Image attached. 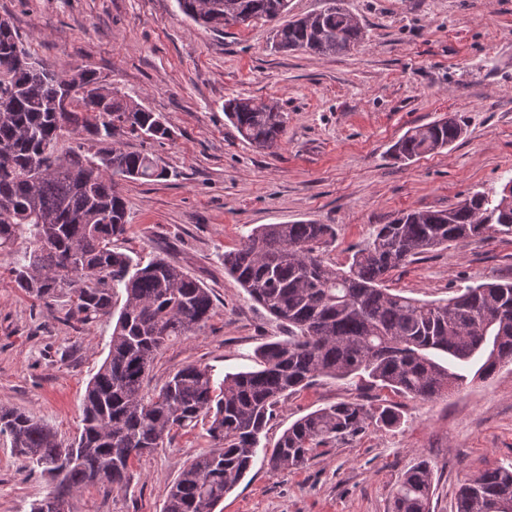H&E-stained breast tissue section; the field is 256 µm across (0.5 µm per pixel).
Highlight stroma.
Wrapping results in <instances>:
<instances>
[{"mask_svg":"<svg viewBox=\"0 0 512 512\" xmlns=\"http://www.w3.org/2000/svg\"><path fill=\"white\" fill-rule=\"evenodd\" d=\"M344 5L365 36L346 53L321 56L273 50V25L262 19L202 27L177 0H0V18L35 56L64 75L95 70L173 132L160 143L116 133V143L152 153L168 176L120 183L127 231L112 246L174 260L210 288L214 313L201 332L164 346L147 389L188 365L223 379L252 366L259 345L287 336L224 270V252L253 227L335 225L325 257L340 265L400 212L443 210L512 178V0ZM236 97L279 103L288 120L278 147L241 138L224 116L225 101ZM448 117L463 128L449 147L409 162L390 156L408 130ZM18 260L0 253V404L67 440L81 428L85 389L107 355L112 322L86 326L69 317L66 301H34L12 280ZM494 281L512 282L510 234L417 256L393 269L386 285L431 301ZM354 397L396 406L399 424L369 425L297 470L274 474L255 459L217 512H391L399 481L422 460L433 469L432 512H454L465 480L512 464V364L434 401L321 378L279 405L267 443L296 419ZM213 447L204 426L177 431L135 459L126 487L75 494L65 510L162 512L183 466ZM48 491L0 437V512H29Z\"/></svg>","mask_w":512,"mask_h":512,"instance_id":"1","label":"stroma"}]
</instances>
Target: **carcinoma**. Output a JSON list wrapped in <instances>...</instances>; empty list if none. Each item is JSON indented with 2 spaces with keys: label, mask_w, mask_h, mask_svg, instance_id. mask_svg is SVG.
Here are the masks:
<instances>
[{
  "label": "carcinoma",
  "mask_w": 512,
  "mask_h": 512,
  "mask_svg": "<svg viewBox=\"0 0 512 512\" xmlns=\"http://www.w3.org/2000/svg\"><path fill=\"white\" fill-rule=\"evenodd\" d=\"M194 22L214 30L227 15L284 18L273 32L277 51L346 52L363 38L359 21L331 0L323 11L287 18L288 0H177ZM66 77L34 57L10 23L0 18V253L21 249L11 270L17 287L50 304L66 297L85 324L117 315L109 350L88 383L82 428L64 442L24 411L0 405V436L52 490L30 512H50L75 493L128 484L133 460L152 452L174 430L208 421L215 448L181 470L163 512H215L250 470L276 407L325 377L435 400L512 364V283H483L442 300H420L385 287V276L420 254L481 238L512 234V200L505 191L475 192L446 210L402 212L379 225L371 240L340 267L322 248L336 239L332 224H261L240 247L224 253V271L249 297L288 326V337L255 351V367L214 382L211 368L188 365L159 388L145 389L158 351L190 336L212 316L213 299L184 269L161 256L145 262L112 248L126 233V204L118 178L155 181L167 176L153 156L112 145L119 129L162 141L171 129L153 112L95 71L81 81L99 101L73 99L57 111ZM224 115L258 147L285 133L276 102L233 98ZM452 118L409 130L389 149L410 161L448 147L462 135ZM102 147L87 156L82 134ZM68 134L75 146L59 150ZM392 406L342 400L293 422L265 449L273 472L304 467L320 447L353 438L369 424L394 427ZM433 471L426 461L406 472L393 512H431ZM454 512H512V464L481 472L462 484Z\"/></svg>",
  "instance_id": "1"
}]
</instances>
